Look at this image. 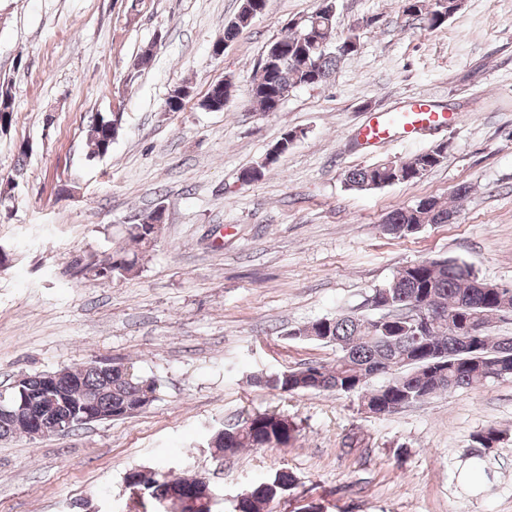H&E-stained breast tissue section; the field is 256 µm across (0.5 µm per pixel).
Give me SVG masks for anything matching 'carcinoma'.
Instances as JSON below:
<instances>
[{
    "label": "carcinoma",
    "mask_w": 512,
    "mask_h": 512,
    "mask_svg": "<svg viewBox=\"0 0 512 512\" xmlns=\"http://www.w3.org/2000/svg\"><path fill=\"white\" fill-rule=\"evenodd\" d=\"M335 0H319L316 9L301 23H288L287 33L269 43L261 54L258 69L248 92L259 110L278 111L297 87H317L336 70L339 62L360 48L361 33L351 29L336 40V14L323 6ZM402 12L429 30L448 22L463 7V0H400ZM267 0H242L240 11L224 25V41L231 42L253 19L265 14ZM234 83H218L211 87L201 105L212 112L224 110ZM0 114L3 130L14 118V99L9 88L0 86ZM93 157H103L112 150L119 133L118 119L110 113L91 115ZM298 131L287 130L265 157L241 170L239 180L246 184L261 180L267 168L293 148ZM446 148L435 147L416 153L402 162H384L353 168L344 174V184L354 190H370L394 184L415 183L439 166ZM455 210L435 197H427L414 205L389 212L382 221L383 231L402 238L419 232L428 224H446ZM162 223L153 210L140 220L127 225V247L114 250L102 258L73 261L75 274L102 283L124 279L135 273L146 254L157 245ZM480 278L467 266L451 259H423L400 269L385 283L396 306L420 304L432 300L435 321L427 332L417 333L413 323L397 315L377 325L352 315L317 319L288 331L294 338L310 333L319 341L336 346V358L326 364H306L279 373L253 374L249 383L277 393H331L356 395L361 405L376 407L379 413L422 403L440 392L476 389L499 378L512 377V336L491 334L493 320L512 309V288L501 291L476 288ZM477 318L483 325L479 350L463 352L454 336L463 322ZM381 371L386 381L371 385L368 377ZM60 377L50 391L45 386V373L25 375L17 397L28 398L36 406L47 403L53 414L63 420L67 432L85 425L78 410L86 398L97 401L104 413L131 409L147 398L155 397V381L140 375L131 366L113 367L111 362L93 360L76 369L58 370ZM237 438L224 441L213 436L218 448L264 449L284 448L296 439V428L288 416L279 412L256 413L240 425ZM27 427L20 421L0 419V439L24 435ZM292 481L290 475L277 473L269 481L249 489V495L238 499L234 512H269L270 503ZM196 479L170 472L141 475L134 495L144 512H157L160 500L167 497L190 498Z\"/></svg>",
    "instance_id": "1"
}]
</instances>
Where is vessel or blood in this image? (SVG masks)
Wrapping results in <instances>:
<instances>
[{
	"instance_id": "obj_1",
	"label": "vessel or blood",
	"mask_w": 512,
	"mask_h": 512,
	"mask_svg": "<svg viewBox=\"0 0 512 512\" xmlns=\"http://www.w3.org/2000/svg\"><path fill=\"white\" fill-rule=\"evenodd\" d=\"M457 118L453 112H439L422 96L405 99L403 105L392 112H380L362 128L365 143L375 144L391 140L393 134L409 136L434 126H452Z\"/></svg>"
}]
</instances>
